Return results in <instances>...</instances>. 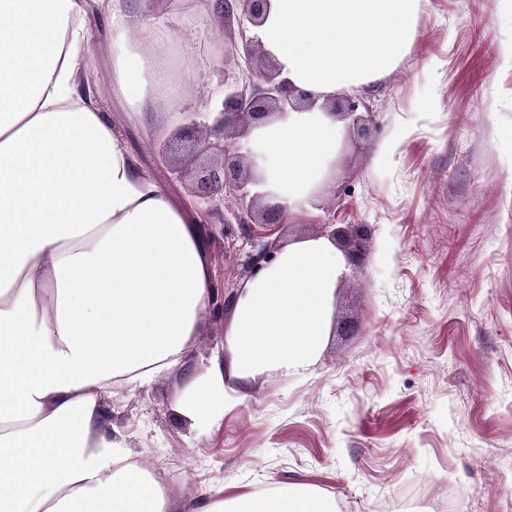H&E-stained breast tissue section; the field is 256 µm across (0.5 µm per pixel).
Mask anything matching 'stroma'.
I'll return each instance as SVG.
<instances>
[{
    "instance_id": "obj_1",
    "label": "stroma",
    "mask_w": 512,
    "mask_h": 512,
    "mask_svg": "<svg viewBox=\"0 0 512 512\" xmlns=\"http://www.w3.org/2000/svg\"><path fill=\"white\" fill-rule=\"evenodd\" d=\"M420 39L376 89L363 94L377 127L345 130L317 208L276 227L278 245L367 225L362 266L336 283L332 326L300 374L262 373L249 386L227 376L231 405L197 437L176 409L186 374L105 398L127 453L160 468L177 504L199 489L264 490L302 483L336 512H378L399 492L425 489L416 512L454 492L461 512H512V0H424ZM99 44L90 83L107 88L112 33L89 11ZM201 55L239 38L237 22L198 12L186 26ZM438 67L432 86L414 76ZM432 111H422L425 99ZM134 151L156 157L160 179L186 157L103 96ZM409 133L393 160L384 139ZM240 225H214V281L237 292L248 279ZM230 315L206 313L189 357L194 373L225 343Z\"/></svg>"
}]
</instances>
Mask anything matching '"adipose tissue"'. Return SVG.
I'll list each match as a JSON object with an SVG mask.
<instances>
[{"label":"adipose tissue","instance_id":"obj_1","mask_svg":"<svg viewBox=\"0 0 512 512\" xmlns=\"http://www.w3.org/2000/svg\"><path fill=\"white\" fill-rule=\"evenodd\" d=\"M112 29V95L137 119L171 110L195 50L151 0H95ZM421 0H268L249 34L318 100L380 82L420 37ZM97 47L84 0H0V512H175L154 467L105 425L103 395L181 363L216 294L200 214L129 149L83 75ZM342 139L320 109L240 141L260 191L308 211ZM346 263L330 240L289 244L242 287L227 350L190 377L178 411L224 418L242 383L304 370L327 333ZM190 512H336L304 487L196 495Z\"/></svg>","mask_w":512,"mask_h":512}]
</instances>
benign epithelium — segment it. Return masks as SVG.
<instances>
[{
    "label": "benign epithelium",
    "instance_id": "1",
    "mask_svg": "<svg viewBox=\"0 0 512 512\" xmlns=\"http://www.w3.org/2000/svg\"><path fill=\"white\" fill-rule=\"evenodd\" d=\"M267 0H224V21L235 18L240 25V43L233 44L243 64L233 78H223L217 84L215 105L220 118L209 121L207 112H184L182 122L171 130L168 146L192 148L204 139L206 160L199 165L197 176L191 178L188 196L203 218L205 228L213 224H239L244 229L248 251L244 266L259 270L270 263L277 251L268 235L254 233V224L276 226L289 223L286 210L279 204L260 202L262 195L253 190L256 180L245 156L231 151L232 144L251 127L277 112L290 108L313 107L315 99L294 88L279 77L262 46L247 36L248 26L262 22ZM359 100L346 96L333 101L331 114L360 131L374 123L372 112L358 111ZM346 257L349 265L359 267L366 256L364 231L355 228L347 235Z\"/></svg>",
    "mask_w": 512,
    "mask_h": 512
}]
</instances>
